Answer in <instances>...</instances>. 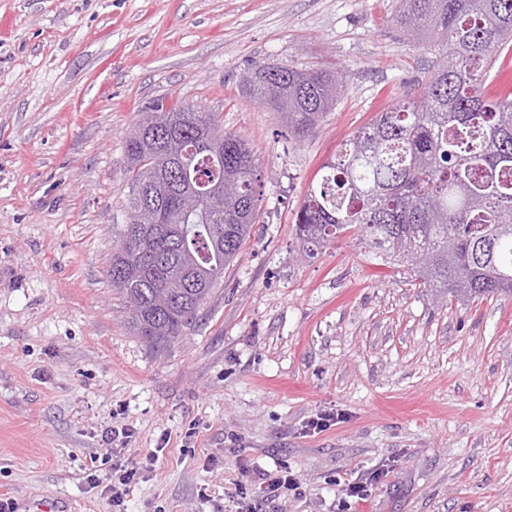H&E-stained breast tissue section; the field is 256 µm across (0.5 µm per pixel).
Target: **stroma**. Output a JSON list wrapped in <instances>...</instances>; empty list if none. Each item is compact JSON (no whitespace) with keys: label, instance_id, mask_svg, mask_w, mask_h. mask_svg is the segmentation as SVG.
Masks as SVG:
<instances>
[{"label":"stroma","instance_id":"1","mask_svg":"<svg viewBox=\"0 0 512 512\" xmlns=\"http://www.w3.org/2000/svg\"><path fill=\"white\" fill-rule=\"evenodd\" d=\"M399 0H0V499L112 512L101 433L158 452L127 512H233L285 461L276 512H512V296L442 300L295 219L321 166L417 91L434 55ZM336 72L306 139L239 83L256 63ZM219 113L259 162V218L178 343L134 336L108 268L130 211L124 145L160 97ZM334 412L321 431L309 423ZM388 465L365 501L347 479ZM291 492L295 496L305 493L303 483L297 472L288 463L277 462L275 469L263 470L258 474L248 492L241 491L237 501L236 512H260L263 506L275 502L282 493Z\"/></svg>","mask_w":512,"mask_h":512}]
</instances>
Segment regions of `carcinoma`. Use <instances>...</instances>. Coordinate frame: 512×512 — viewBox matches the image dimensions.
I'll list each match as a JSON object with an SVG mask.
<instances>
[{"mask_svg":"<svg viewBox=\"0 0 512 512\" xmlns=\"http://www.w3.org/2000/svg\"><path fill=\"white\" fill-rule=\"evenodd\" d=\"M396 22L438 56L420 91L377 113L322 166L296 214L311 249L351 233L385 263L460 301L512 295V96L485 98L497 50L512 44V0H400ZM260 105L304 138L336 104L335 76L256 64L240 79ZM143 110L141 143L125 144L131 217L112 225L108 270L132 332L163 348L191 328L251 237L258 163L216 112L163 96ZM224 138V160L196 135ZM167 215L138 222L139 194Z\"/></svg>","mask_w":512,"mask_h":512,"instance_id":"obj_1","label":"carcinoma"}]
</instances>
